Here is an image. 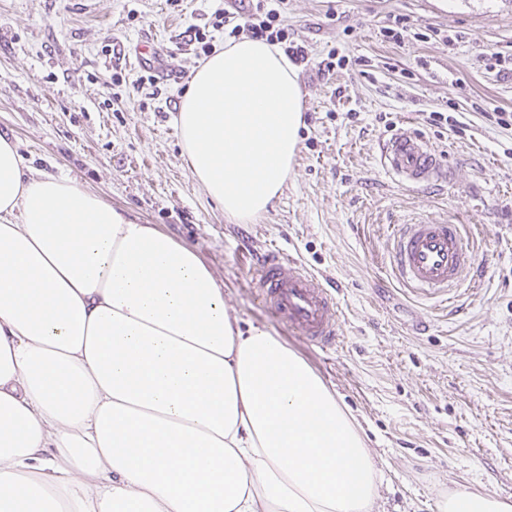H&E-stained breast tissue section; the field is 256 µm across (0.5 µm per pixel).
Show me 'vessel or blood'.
<instances>
[{
    "instance_id": "1",
    "label": "vessel or blood",
    "mask_w": 512,
    "mask_h": 512,
    "mask_svg": "<svg viewBox=\"0 0 512 512\" xmlns=\"http://www.w3.org/2000/svg\"><path fill=\"white\" fill-rule=\"evenodd\" d=\"M382 169L411 187L447 180L448 171L419 134L401 127L383 144ZM478 267L462 225L445 220L398 225L389 273L409 292L441 298ZM264 305L281 322L322 348L336 347L342 331L332 291L320 277L278 251L265 254L253 269Z\"/></svg>"
}]
</instances>
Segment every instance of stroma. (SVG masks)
Listing matches in <instances>:
<instances>
[{"mask_svg":"<svg viewBox=\"0 0 512 512\" xmlns=\"http://www.w3.org/2000/svg\"><path fill=\"white\" fill-rule=\"evenodd\" d=\"M224 0H0V135L37 170L186 243L243 326L303 357L384 462L381 512H438L461 485L512 498V0H288L306 126L282 194L249 224L192 177L176 117L199 61L182 35ZM428 29L398 43L393 17ZM151 42L155 82L131 49ZM332 68L320 71V62ZM444 123L429 122L431 112ZM425 137L448 182L411 189L379 164L394 129ZM465 225L483 265L452 301L388 282L394 225ZM280 249L336 287L342 342L276 322L251 268Z\"/></svg>","mask_w":512,"mask_h":512,"instance_id":"35a3bbf8","label":"stroma"}]
</instances>
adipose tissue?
Segmentation results:
<instances>
[{
    "instance_id": "adipose-tissue-1",
    "label": "adipose tissue",
    "mask_w": 512,
    "mask_h": 512,
    "mask_svg": "<svg viewBox=\"0 0 512 512\" xmlns=\"http://www.w3.org/2000/svg\"><path fill=\"white\" fill-rule=\"evenodd\" d=\"M279 46L225 41L180 95L190 172L247 222L304 125ZM381 470L335 393L242 329L196 252L0 136V512H373ZM439 512H512L460 487Z\"/></svg>"
}]
</instances>
